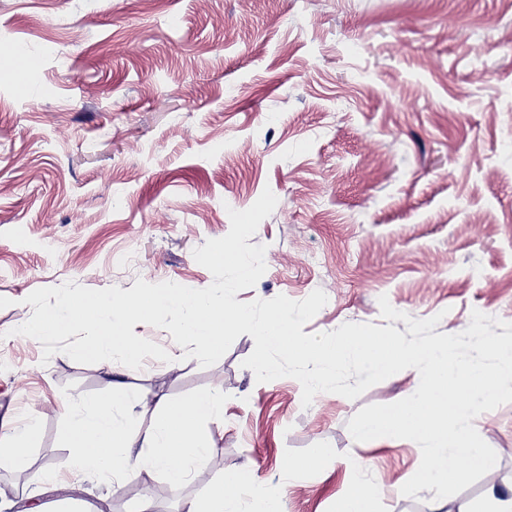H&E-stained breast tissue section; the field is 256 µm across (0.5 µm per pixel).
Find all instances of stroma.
Masks as SVG:
<instances>
[{
    "label": "stroma",
    "mask_w": 512,
    "mask_h": 512,
    "mask_svg": "<svg viewBox=\"0 0 512 512\" xmlns=\"http://www.w3.org/2000/svg\"><path fill=\"white\" fill-rule=\"evenodd\" d=\"M17 43L40 70L0 59V297L12 301L0 309V425L37 421L27 465L55 470L60 488L19 485L0 466V501L134 512L148 498L181 512L245 466L281 485L286 512H336L358 457L378 512H431L433 491L400 492L417 444L362 446L347 429L362 407L405 398L413 371L306 408L297 380L260 383L243 367L250 335L204 368L167 330L136 324L172 357L126 374L139 430L175 396H230L207 424V463L159 497L155 472L114 487L71 468L57 443L68 399L109 389L107 363L46 361L11 331L41 287L128 290L147 273L208 287L194 249L267 188L277 206L249 239L267 270L237 301L323 290L307 334L385 326L383 295L412 318L440 316L439 334L463 332L475 309L512 322V0H0V46ZM473 424L497 466L441 512L512 493V403ZM316 448L331 454L283 472Z\"/></svg>",
    "instance_id": "35a3bbf8"
}]
</instances>
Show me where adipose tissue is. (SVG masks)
<instances>
[{"label": "adipose tissue", "mask_w": 512, "mask_h": 512, "mask_svg": "<svg viewBox=\"0 0 512 512\" xmlns=\"http://www.w3.org/2000/svg\"><path fill=\"white\" fill-rule=\"evenodd\" d=\"M37 434L35 422L13 427L10 444L0 448V461L14 468L27 471L28 482L34 486L56 484L57 477L52 470L28 471L27 451ZM352 484L349 492L340 499L336 512H377V492L367 477V466L358 459L350 463ZM252 498L257 512H284L278 487L258 485L252 471L246 467L225 470L222 480L188 500L184 512H242L245 498Z\"/></svg>", "instance_id": "ef3b65f1"}]
</instances>
